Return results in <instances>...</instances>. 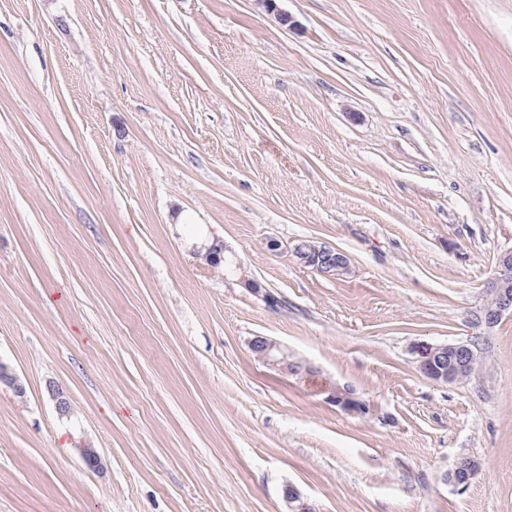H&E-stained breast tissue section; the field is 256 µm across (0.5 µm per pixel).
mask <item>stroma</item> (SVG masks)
<instances>
[{
  "label": "stroma",
  "mask_w": 512,
  "mask_h": 512,
  "mask_svg": "<svg viewBox=\"0 0 512 512\" xmlns=\"http://www.w3.org/2000/svg\"><path fill=\"white\" fill-rule=\"evenodd\" d=\"M509 250L512 0H0V512H512V316L475 321ZM293 253L303 266L327 276L346 274L350 271L349 257L323 242L299 243L294 247ZM249 345L259 360L281 373L292 376L300 375L302 372L314 373V368L311 365L302 362L296 363V361L290 359L288 349L285 346L265 336L253 337ZM298 365L301 367H298ZM474 349V347H473ZM469 365L472 349L465 343L433 344L419 342L412 348V354L419 371L429 380L440 384H451L457 374L467 371L455 382L460 383L480 370L481 360L477 351ZM323 392L327 394L325 399L329 403L346 413L362 415L369 409L367 402L357 397L349 388L326 383Z\"/></svg>",
  "instance_id": "stroma-1"
}]
</instances>
